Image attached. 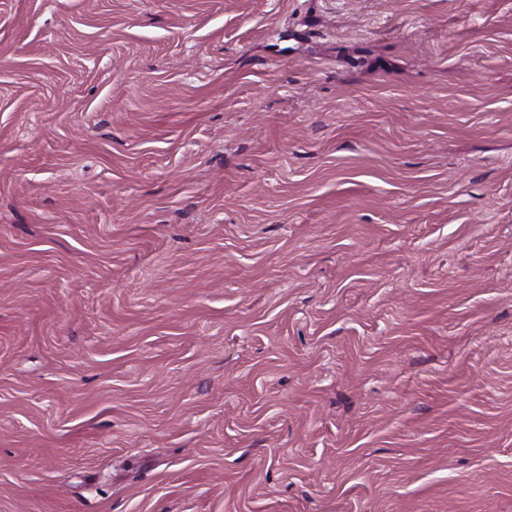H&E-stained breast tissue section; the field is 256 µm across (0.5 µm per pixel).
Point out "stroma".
<instances>
[{
  "label": "stroma",
  "instance_id": "1",
  "mask_svg": "<svg viewBox=\"0 0 512 512\" xmlns=\"http://www.w3.org/2000/svg\"><path fill=\"white\" fill-rule=\"evenodd\" d=\"M0 512H512V0H0Z\"/></svg>",
  "mask_w": 512,
  "mask_h": 512
}]
</instances>
